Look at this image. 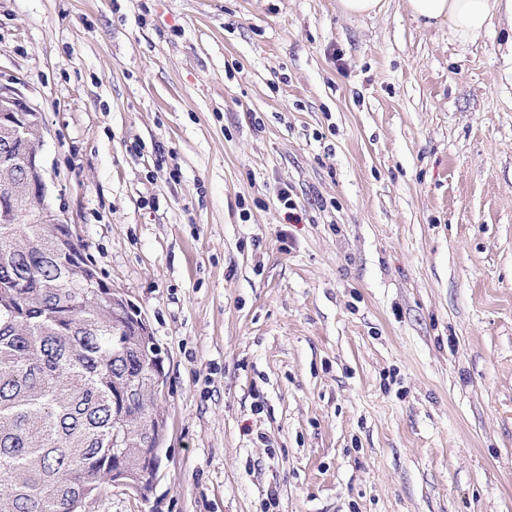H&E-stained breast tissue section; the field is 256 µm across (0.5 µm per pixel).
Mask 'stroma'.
Wrapping results in <instances>:
<instances>
[{
  "mask_svg": "<svg viewBox=\"0 0 512 512\" xmlns=\"http://www.w3.org/2000/svg\"><path fill=\"white\" fill-rule=\"evenodd\" d=\"M511 33L0 0L47 202L165 353L152 492L83 512H512Z\"/></svg>",
  "mask_w": 512,
  "mask_h": 512,
  "instance_id": "obj_1",
  "label": "stroma"
}]
</instances>
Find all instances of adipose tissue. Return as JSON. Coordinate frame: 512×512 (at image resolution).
Returning <instances> with one entry per match:
<instances>
[{
    "label": "adipose tissue",
    "mask_w": 512,
    "mask_h": 512,
    "mask_svg": "<svg viewBox=\"0 0 512 512\" xmlns=\"http://www.w3.org/2000/svg\"><path fill=\"white\" fill-rule=\"evenodd\" d=\"M413 18L431 27L447 22L459 42H467L493 26L495 19L512 25V0H407Z\"/></svg>",
    "instance_id": "ef3b65f1"
}]
</instances>
